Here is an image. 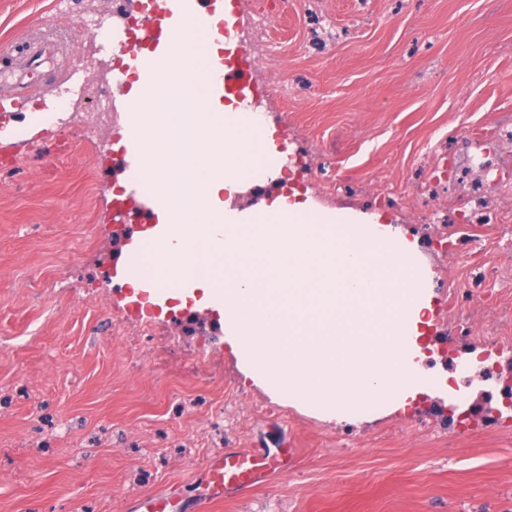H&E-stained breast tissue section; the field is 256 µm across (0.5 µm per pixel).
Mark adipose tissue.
Masks as SVG:
<instances>
[{"instance_id": "1", "label": "adipose tissue", "mask_w": 512, "mask_h": 512, "mask_svg": "<svg viewBox=\"0 0 512 512\" xmlns=\"http://www.w3.org/2000/svg\"><path fill=\"white\" fill-rule=\"evenodd\" d=\"M197 139L210 163L188 223L170 227L178 283L202 292L246 377L278 400L329 421L406 409L433 379L421 368L432 310L430 273L380 215L315 207L300 193L237 209L252 171L282 176L267 149L246 146L241 109L207 112ZM224 220V237L209 223Z\"/></svg>"}]
</instances>
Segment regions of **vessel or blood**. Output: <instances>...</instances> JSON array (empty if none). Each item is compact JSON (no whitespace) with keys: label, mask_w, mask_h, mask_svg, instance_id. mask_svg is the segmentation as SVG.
I'll use <instances>...</instances> for the list:
<instances>
[{"label":"vessel or blood","mask_w":512,"mask_h":512,"mask_svg":"<svg viewBox=\"0 0 512 512\" xmlns=\"http://www.w3.org/2000/svg\"><path fill=\"white\" fill-rule=\"evenodd\" d=\"M141 9L147 19L144 38L146 50L128 51L127 29L113 27L112 45L122 49L121 75H140L163 70L166 80L182 81L196 61V36L216 33L222 35L218 59L210 75V96L213 102H234L238 106L252 105L262 94L261 88L251 82L245 70V52L241 44L229 40L228 35L239 23L236 0H142ZM24 49L28 56L27 70L4 88L5 93L21 99H39L52 89L39 71L43 56L49 51L48 42H28ZM142 125L137 113L124 115L122 134L113 142V154L133 177L123 188L113 209L121 218L129 209H136L148 218L141 235L126 242V262L115 269L116 277L124 281H139L135 290L137 303L156 306L166 292L165 283L146 278L142 274V257L147 251L165 255L173 251L174 243L167 237L165 216L169 202L150 186L142 170L147 163L145 143L141 138ZM294 449H283L278 459L259 449L241 451L225 449L212 457L199 475L205 487L204 495L186 502L173 492L163 490L138 498L134 512H210L229 492L245 493L265 483L270 477L291 467Z\"/></svg>","instance_id":"vessel-or-blood-1"}]
</instances>
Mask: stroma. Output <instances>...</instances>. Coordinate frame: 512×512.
I'll list each match as a JSON object with an SVG mask.
<instances>
[{"instance_id": "stroma-1", "label": "stroma", "mask_w": 512, "mask_h": 512, "mask_svg": "<svg viewBox=\"0 0 512 512\" xmlns=\"http://www.w3.org/2000/svg\"><path fill=\"white\" fill-rule=\"evenodd\" d=\"M113 0H0V70L13 41L58 31L42 70L83 50L78 28ZM268 17L248 38L257 105L301 163L288 184L327 209L380 213L436 277L421 366L432 394L370 422L320 420L246 379L224 320L202 297L138 309L112 283L123 254L112 199L120 117L86 100L13 103L0 150V512H128L176 484L193 498L227 448L297 449L291 470L214 512H512V407L494 414L489 358L512 376V279L475 317L450 303L485 261L512 271V189L480 160L512 157V0H239ZM51 120L36 123L38 108ZM73 145L57 156V142ZM474 224L456 226V203ZM448 250L428 242L430 217ZM485 250L469 251V238ZM206 363H199L200 355ZM464 405L475 427L448 410Z\"/></svg>"}]
</instances>
